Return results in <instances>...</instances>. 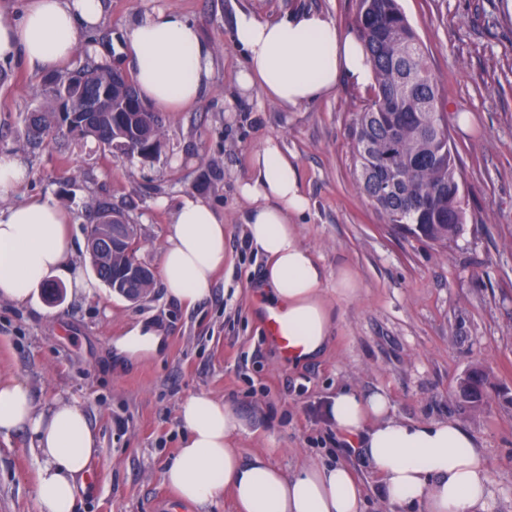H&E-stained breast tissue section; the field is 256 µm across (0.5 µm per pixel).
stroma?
<instances>
[{
	"instance_id": "stroma-1",
	"label": "stroma",
	"mask_w": 512,
	"mask_h": 512,
	"mask_svg": "<svg viewBox=\"0 0 512 512\" xmlns=\"http://www.w3.org/2000/svg\"><path fill=\"white\" fill-rule=\"evenodd\" d=\"M426 50L460 167L466 222L448 246L383 223L353 178L351 125L368 93L338 85L318 101L286 109L242 94L244 64L231 32L237 12L271 20L297 8L326 11L352 27L356 0H105L94 36L125 71L126 24L170 6L213 48L209 90L165 113L158 154L111 155L94 140L61 136L25 146V117L44 79L15 64L0 82V151L29 168L27 183L0 204L47 195L70 210L74 258L86 276L92 209L106 196L138 226L137 256L158 270L168 210L160 199L189 194L224 218L226 262L194 305L167 295L161 280L130 301L100 286L59 303L0 300V378L30 389L37 410L76 404L99 442L92 479L76 512H158L162 473L181 446L179 407L207 394L245 422L234 445L244 457L270 453L295 472L307 461L342 463L367 489L365 512H390L377 478L337 433L324 408L341 388L385 391L397 418L453 419L483 449L492 512H512V0H398ZM295 154L311 210L295 221L328 274L347 267L361 292L325 294L338 318L324 350L284 360L265 338L255 300L264 261L248 246L246 205L236 182L268 137ZM163 333L158 351L131 358L116 343L138 325ZM481 367L491 378L482 405L457 396L459 379ZM31 440L0 437V512H37Z\"/></svg>"
}]
</instances>
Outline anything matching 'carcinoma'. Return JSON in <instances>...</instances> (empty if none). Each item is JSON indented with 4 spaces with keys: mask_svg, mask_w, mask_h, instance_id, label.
<instances>
[{
    "mask_svg": "<svg viewBox=\"0 0 512 512\" xmlns=\"http://www.w3.org/2000/svg\"><path fill=\"white\" fill-rule=\"evenodd\" d=\"M355 24L374 71L375 83L352 123L354 177L384 223L445 246L464 224L461 182L448 123L438 106L437 83L425 51L397 0H358ZM106 93L112 109L78 139L93 138L112 149L118 133L143 147L160 144L161 117L143 101L133 81L112 80V64L92 61L61 78L50 75L44 101L31 112L28 142L34 146L78 121L88 98ZM94 220L114 227L125 215L107 199L97 203ZM130 240L104 252L97 277L108 283L137 259ZM488 375L474 371L462 401L482 403Z\"/></svg>",
    "mask_w": 512,
    "mask_h": 512,
    "instance_id": "1",
    "label": "carcinoma"
}]
</instances>
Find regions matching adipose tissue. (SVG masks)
I'll use <instances>...</instances> for the list:
<instances>
[{
	"label": "adipose tissue",
	"mask_w": 512,
	"mask_h": 512,
	"mask_svg": "<svg viewBox=\"0 0 512 512\" xmlns=\"http://www.w3.org/2000/svg\"><path fill=\"white\" fill-rule=\"evenodd\" d=\"M103 13V0H29L19 20L0 15V62H23L36 75L63 69L76 52L79 29L97 28ZM233 41L245 54L239 87L288 108L320 100L343 81L357 88L374 81L360 36L339 29L319 10L274 20L238 12ZM122 51L134 63L142 98L160 110L179 111L209 87L212 48L178 11L162 8L128 24ZM236 189L248 206V244L265 259L261 284L269 306L282 312L289 335L302 346L301 358L313 357L332 334L324 291L331 277L293 223L311 207L295 157L278 138H267L253 151ZM169 208L160 275L169 296L191 304L207 294L224 265V220L189 195ZM69 222L67 209L48 196L0 206V299L25 302L32 288L52 276L77 291L91 290L70 263ZM328 414L339 433L365 448L393 512H488L487 461L458 422L399 419L386 393L348 388L332 397ZM179 418L185 437L164 480L181 500L202 507L227 490L236 512H363L364 488L346 465L310 463L290 474L268 455L243 457L233 437L244 422L224 401L190 396ZM19 431L31 434L37 450L38 512H74L97 451L84 413L69 403L37 411L25 383L0 380V436Z\"/></svg>",
	"instance_id": "adipose-tissue-1"
}]
</instances>
